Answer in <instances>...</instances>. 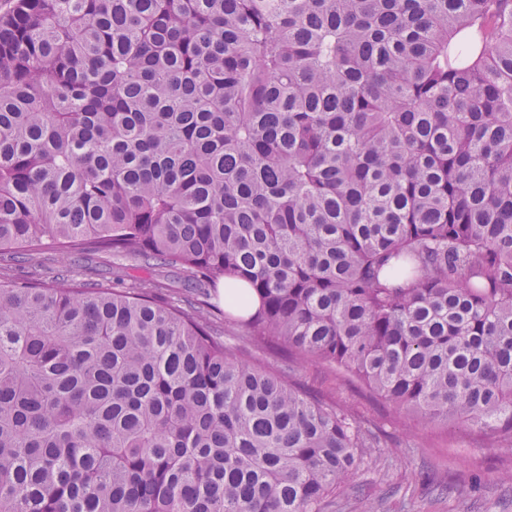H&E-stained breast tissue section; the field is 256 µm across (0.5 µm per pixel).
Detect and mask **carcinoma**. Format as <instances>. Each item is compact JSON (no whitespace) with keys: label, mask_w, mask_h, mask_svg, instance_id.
I'll use <instances>...</instances> for the list:
<instances>
[{"label":"carcinoma","mask_w":512,"mask_h":512,"mask_svg":"<svg viewBox=\"0 0 512 512\" xmlns=\"http://www.w3.org/2000/svg\"><path fill=\"white\" fill-rule=\"evenodd\" d=\"M47 243L512 444V0H16L0 253ZM161 287L0 276V512H322L381 446ZM229 287L230 288H226L222 284H219L217 290H215L216 292H214L213 288H208V292L211 294L210 302L216 304L222 310H224V301L226 306V304H242L247 300L249 308L255 307V301L248 291L249 289L234 286Z\"/></svg>","instance_id":"obj_1"}]
</instances>
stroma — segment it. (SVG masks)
Listing matches in <instances>:
<instances>
[{
    "mask_svg": "<svg viewBox=\"0 0 512 512\" xmlns=\"http://www.w3.org/2000/svg\"><path fill=\"white\" fill-rule=\"evenodd\" d=\"M0 266L17 278L53 281L61 271L87 283L164 282L162 298L176 303L198 293L176 269H147L112 256L77 255L62 260L53 248L37 258L0 255ZM225 346L248 351L272 371L292 370L309 396L347 407L375 431L384 446L377 461L365 464L347 487L327 498L323 512H512V447L461 421L426 423L399 412L359 378L317 362L290 363L284 346L247 336L232 323L219 324Z\"/></svg>",
    "mask_w": 512,
    "mask_h": 512,
    "instance_id": "stroma-1",
    "label": "stroma"
}]
</instances>
